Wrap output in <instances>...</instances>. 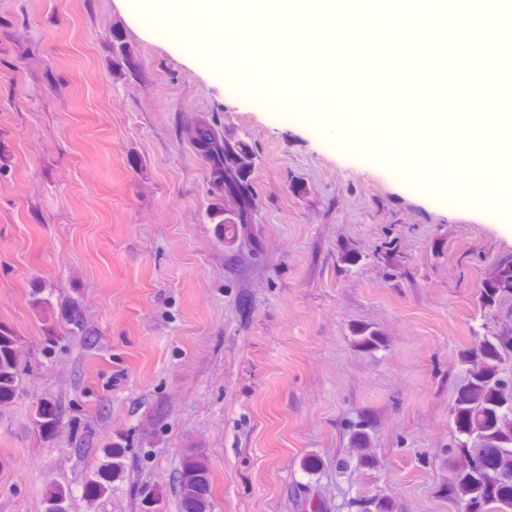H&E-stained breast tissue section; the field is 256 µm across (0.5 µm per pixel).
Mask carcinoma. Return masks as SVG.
<instances>
[{
    "label": "carcinoma",
    "mask_w": 512,
    "mask_h": 512,
    "mask_svg": "<svg viewBox=\"0 0 512 512\" xmlns=\"http://www.w3.org/2000/svg\"><path fill=\"white\" fill-rule=\"evenodd\" d=\"M482 13L476 11L470 0H455L445 12L432 13V22L425 30L414 26L401 29L399 36L413 41L422 53L441 51L448 54L451 88L459 98L481 95L494 104V111L512 110V81L503 76L512 67V11L499 13L498 24L490 29L481 24ZM467 40L473 47L468 60L451 55L456 41ZM193 148L207 164L213 184L233 197L243 208L244 217L251 198L247 194L246 175L253 164L249 146L231 141L224 133L209 125H200L190 133ZM512 293V261L497 264L493 275L483 289V302L496 303L499 295ZM65 322L70 333L88 337L93 332L85 324L79 304L69 305ZM358 343L369 350L384 346V337L368 328L357 331ZM512 354V336L486 337L477 347L464 353L468 365L467 380L457 390L452 412L458 433L464 439L458 442L448 483V500L456 512H512V395L507 381L500 375V363ZM19 360L17 341L0 330V402L7 403L14 396L18 384ZM357 472L374 465V454L369 448L367 425H358L355 447ZM117 463L108 462L99 469V481L91 492L101 494L111 488ZM207 483V465L193 458L182 470L180 484L184 512H205L204 495ZM355 512H392L391 500L381 494L363 492L353 498Z\"/></svg>",
    "instance_id": "cac0c4a2"
}]
</instances>
